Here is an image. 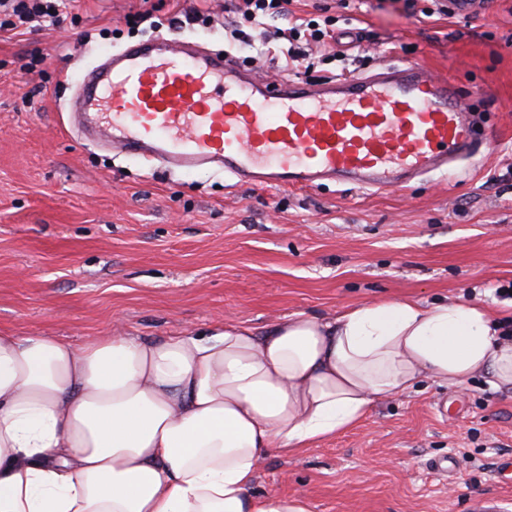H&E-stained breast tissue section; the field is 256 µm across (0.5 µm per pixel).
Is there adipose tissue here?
Masks as SVG:
<instances>
[{
	"label": "adipose tissue",
	"instance_id": "1",
	"mask_svg": "<svg viewBox=\"0 0 512 512\" xmlns=\"http://www.w3.org/2000/svg\"><path fill=\"white\" fill-rule=\"evenodd\" d=\"M425 377L512 387V331L478 305L414 300L151 341L0 331V512H311L253 493L267 456Z\"/></svg>",
	"mask_w": 512,
	"mask_h": 512
}]
</instances>
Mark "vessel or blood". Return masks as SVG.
<instances>
[{"instance_id": "1", "label": "vessel or blood", "mask_w": 512, "mask_h": 512, "mask_svg": "<svg viewBox=\"0 0 512 512\" xmlns=\"http://www.w3.org/2000/svg\"><path fill=\"white\" fill-rule=\"evenodd\" d=\"M79 110L114 151L169 169L217 166L252 186L404 187L486 144L460 88L417 64L269 81L160 36L85 76Z\"/></svg>"}]
</instances>
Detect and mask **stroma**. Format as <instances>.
Wrapping results in <instances>:
<instances>
[{
    "label": "stroma",
    "mask_w": 512,
    "mask_h": 512,
    "mask_svg": "<svg viewBox=\"0 0 512 512\" xmlns=\"http://www.w3.org/2000/svg\"><path fill=\"white\" fill-rule=\"evenodd\" d=\"M474 16L431 0H294L256 22L234 0H74L57 22L0 30V329L78 343L121 323L141 339L262 327L359 303L451 300L512 313V0ZM150 13L151 21L136 17ZM331 18L339 49L289 69L265 33ZM240 39H230V31ZM164 35L259 75L315 83L414 62L458 84L488 141L471 162L403 189L238 184L165 172L80 138L75 82L105 55ZM453 457L448 475L430 463ZM512 456V389L426 379L301 453L270 455L253 490L312 512H473Z\"/></svg>",
    "instance_id": "obj_1"
}]
</instances>
